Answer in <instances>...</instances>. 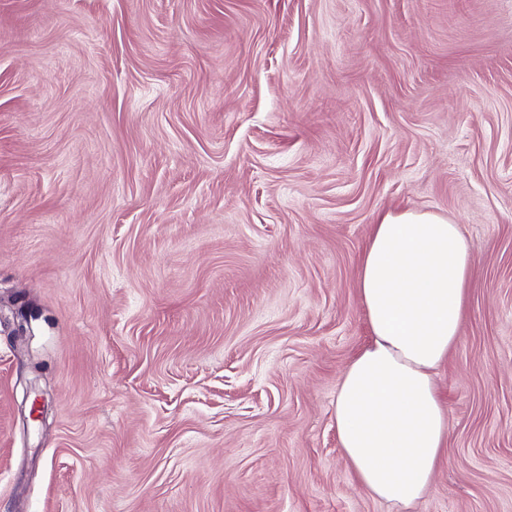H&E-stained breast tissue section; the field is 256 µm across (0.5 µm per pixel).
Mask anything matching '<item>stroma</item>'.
<instances>
[{"label":"stroma","instance_id":"35a3bbf8","mask_svg":"<svg viewBox=\"0 0 512 512\" xmlns=\"http://www.w3.org/2000/svg\"><path fill=\"white\" fill-rule=\"evenodd\" d=\"M403 210L476 259L407 512H512V0H0V512H399L334 400Z\"/></svg>","mask_w":512,"mask_h":512}]
</instances>
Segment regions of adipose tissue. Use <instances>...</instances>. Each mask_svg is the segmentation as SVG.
I'll use <instances>...</instances> for the list:
<instances>
[{
  "label": "adipose tissue",
  "mask_w": 512,
  "mask_h": 512,
  "mask_svg": "<svg viewBox=\"0 0 512 512\" xmlns=\"http://www.w3.org/2000/svg\"><path fill=\"white\" fill-rule=\"evenodd\" d=\"M475 259L457 224L433 212L386 213L359 265L368 344L347 364L334 414L353 480L410 506L431 487L448 443L436 380L459 340Z\"/></svg>",
  "instance_id": "1"
}]
</instances>
